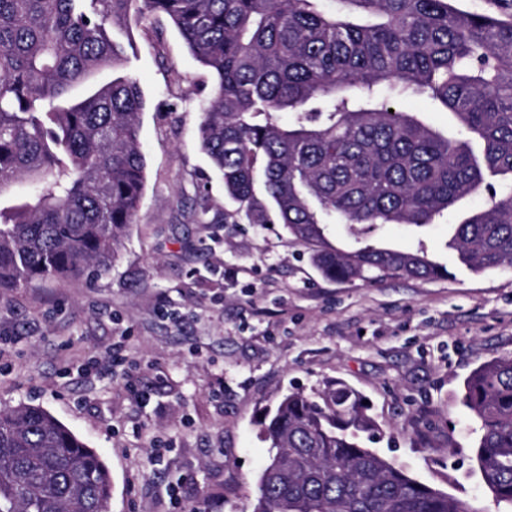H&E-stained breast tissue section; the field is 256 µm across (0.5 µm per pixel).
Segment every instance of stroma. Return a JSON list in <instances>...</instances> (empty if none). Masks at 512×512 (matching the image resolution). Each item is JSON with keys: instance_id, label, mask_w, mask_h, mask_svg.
Wrapping results in <instances>:
<instances>
[{"instance_id": "1", "label": "stroma", "mask_w": 512, "mask_h": 512, "mask_svg": "<svg viewBox=\"0 0 512 512\" xmlns=\"http://www.w3.org/2000/svg\"><path fill=\"white\" fill-rule=\"evenodd\" d=\"M117 39L145 98L144 197L106 275L0 290V407L43 406L97 449L109 512H248L269 460L260 409L339 380L368 400L375 451L471 512H512L460 401L476 368L512 356V273L457 263L454 212L371 238L424 248L447 276L377 283L325 279L282 225L225 221L235 205L198 138L213 78L166 18Z\"/></svg>"}]
</instances>
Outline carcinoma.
Masks as SVG:
<instances>
[{
    "instance_id": "cac0c4a2",
    "label": "carcinoma",
    "mask_w": 512,
    "mask_h": 512,
    "mask_svg": "<svg viewBox=\"0 0 512 512\" xmlns=\"http://www.w3.org/2000/svg\"><path fill=\"white\" fill-rule=\"evenodd\" d=\"M0 0V288L112 268L144 195L143 95L111 33L169 19L215 79L202 151L238 208L281 224L329 280L447 275L424 252L378 248L383 224L450 225L472 272H512V23L455 0ZM442 104L468 139L388 97ZM292 112L284 126L279 113ZM344 224L358 247L326 235ZM349 386L293 389L263 409L269 462L251 512H470L368 444L378 430ZM484 484L512 504V356L465 382ZM100 453L39 405L0 408V512H108Z\"/></svg>"
}]
</instances>
